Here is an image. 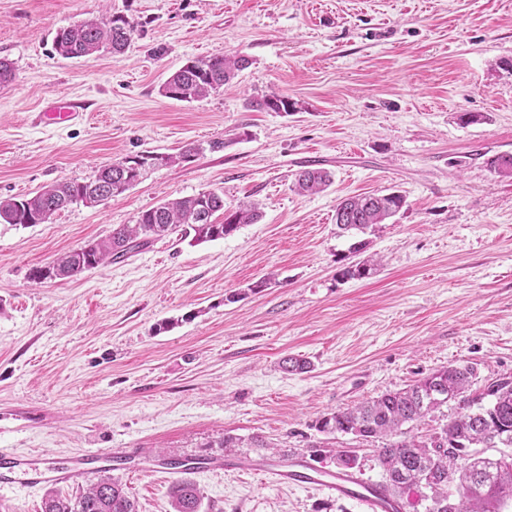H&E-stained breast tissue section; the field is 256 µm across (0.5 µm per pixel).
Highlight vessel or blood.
<instances>
[{
	"label": "vessel or blood",
	"instance_id": "b4317fda",
	"mask_svg": "<svg viewBox=\"0 0 512 512\" xmlns=\"http://www.w3.org/2000/svg\"><path fill=\"white\" fill-rule=\"evenodd\" d=\"M83 107L80 102L61 98L49 105L43 114L45 124L61 125L75 122L82 118ZM243 469L266 473L276 483L292 485H318L339 499L354 498L359 500L365 512H402L401 501L381 493L371 484L360 481L353 472L336 469L328 470L301 459H286L276 468L266 469L263 462L243 460ZM82 469L81 459H74L71 466L59 467L44 461H20L10 466L6 477L8 480L27 487L45 484L67 483L72 474Z\"/></svg>",
	"mask_w": 512,
	"mask_h": 512
}]
</instances>
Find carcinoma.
<instances>
[{"label": "carcinoma", "mask_w": 512, "mask_h": 512, "mask_svg": "<svg viewBox=\"0 0 512 512\" xmlns=\"http://www.w3.org/2000/svg\"><path fill=\"white\" fill-rule=\"evenodd\" d=\"M138 23L134 20H88L56 31L55 51L65 58L92 56L103 49L114 55L129 47ZM251 60L240 54L198 57L175 70L164 82L163 96L183 102L203 99L230 85ZM272 112H289L288 97L273 92L255 102ZM151 155L116 159L103 165L96 177L84 183L60 180L31 197L0 198V223L28 227L48 224L59 211L81 202L95 205L133 186L136 170H146ZM332 183L324 168L301 171L297 192L315 195ZM406 203L398 192L358 195L336 207V226L343 233L375 232ZM223 213L224 220L216 221ZM262 212L255 203H243L224 211V194L214 191L166 200L139 216L134 224H120L112 233L94 241L90 250L73 249L59 254L50 266L57 278L68 280L85 272L120 262L152 243L174 233L193 236L197 242L215 241L231 235L244 224H256ZM475 368L450 364L395 391L387 392L350 408L334 411L317 421L320 433H342L362 441L389 437L375 449L385 473L384 491L400 499L429 502L426 512H512V454L493 456L483 448H512V376L488 382L472 390ZM450 401L459 412L446 424L426 435H409L403 426L420 423ZM313 457H330L338 468L359 465L350 450L313 448ZM157 457L180 477L169 488L172 512H202V497L188 477L193 461L161 448ZM453 507H448V504ZM41 512H137L135 501L122 481L104 476L74 495L49 491Z\"/></svg>", "instance_id": "cac0c4a2"}]
</instances>
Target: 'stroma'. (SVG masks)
Segmentation results:
<instances>
[{
	"instance_id": "35a3bbf8",
	"label": "stroma",
	"mask_w": 512,
	"mask_h": 512,
	"mask_svg": "<svg viewBox=\"0 0 512 512\" xmlns=\"http://www.w3.org/2000/svg\"><path fill=\"white\" fill-rule=\"evenodd\" d=\"M115 14L139 23L125 54L55 51L59 28ZM236 53L251 65L231 87L162 96L188 60ZM0 59L14 73L0 86V197L146 151L170 158L100 204L0 224V453L82 458L63 494L103 475L100 452L125 448L116 474L138 512H170L153 475L154 449L168 448L202 459V512H363L209 463L225 435H258L265 447L236 457L348 448L356 475L379 483L374 443L321 434L318 419L451 364L474 366L478 388L512 375V176L487 164L512 153V0H0ZM274 91L294 111L251 107ZM60 97L84 102L86 119L43 125ZM188 144L200 154L179 160ZM307 168L331 171L325 192L295 191ZM209 190L228 209L261 204L262 220L199 244L175 234L75 280L29 278ZM392 191L406 204L369 235L375 266L342 278L363 255L339 233L337 203ZM289 355L311 371L284 372Z\"/></svg>"
}]
</instances>
